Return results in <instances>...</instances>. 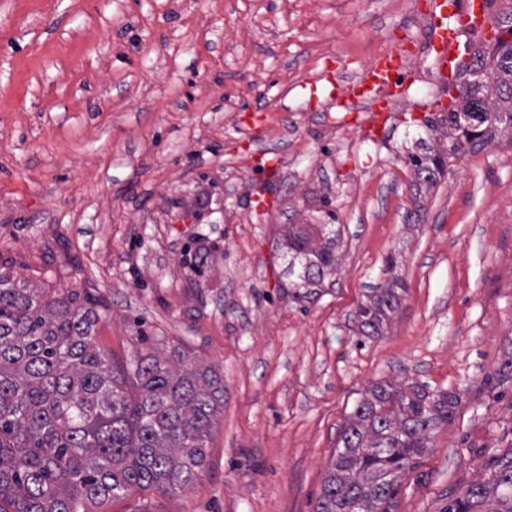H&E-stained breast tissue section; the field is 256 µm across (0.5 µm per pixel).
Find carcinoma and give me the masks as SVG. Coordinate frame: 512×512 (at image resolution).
I'll return each mask as SVG.
<instances>
[{
	"instance_id": "carcinoma-1",
	"label": "carcinoma",
	"mask_w": 512,
	"mask_h": 512,
	"mask_svg": "<svg viewBox=\"0 0 512 512\" xmlns=\"http://www.w3.org/2000/svg\"><path fill=\"white\" fill-rule=\"evenodd\" d=\"M503 2L452 107L427 121L448 129V140L413 156L426 185L448 159L512 141V0ZM326 228L290 224L282 243L291 286L307 295L336 272L340 235ZM397 305L394 288L374 289L359 308L364 335L380 334ZM103 307L86 291L28 288L0 270V512H102L134 491L182 490L204 471L223 380L179 345L155 352L146 336L114 359L96 338ZM455 401L417 382L373 384L342 433L316 512H396L400 474L448 424ZM444 512H512V449Z\"/></svg>"
}]
</instances>
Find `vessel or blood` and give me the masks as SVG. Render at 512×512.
Listing matches in <instances>:
<instances>
[{
    "label": "vessel or blood",
    "instance_id": "obj_1",
    "mask_svg": "<svg viewBox=\"0 0 512 512\" xmlns=\"http://www.w3.org/2000/svg\"><path fill=\"white\" fill-rule=\"evenodd\" d=\"M431 4L425 53L453 98L458 93L457 75L465 62V39L492 35L493 18L488 0H431ZM410 64L407 49L386 52L364 66L357 82L330 90L327 101L337 111L353 112L363 97L368 111H390L404 95Z\"/></svg>",
    "mask_w": 512,
    "mask_h": 512
}]
</instances>
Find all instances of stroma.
Wrapping results in <instances>:
<instances>
[{
  "label": "stroma",
  "instance_id": "1",
  "mask_svg": "<svg viewBox=\"0 0 512 512\" xmlns=\"http://www.w3.org/2000/svg\"><path fill=\"white\" fill-rule=\"evenodd\" d=\"M430 3L0 0V268L103 300L116 359L143 333L224 381L200 479L108 512H315L383 380L458 398L401 474L397 512H443L512 449V142L426 186L409 157L444 140L426 122L447 98L429 59L382 124L337 136L299 87L418 51ZM259 152L277 175L254 173ZM292 224L341 238L337 275L302 301L280 248ZM395 281L389 325L363 335L359 306Z\"/></svg>",
  "mask_w": 512,
  "mask_h": 512
}]
</instances>
